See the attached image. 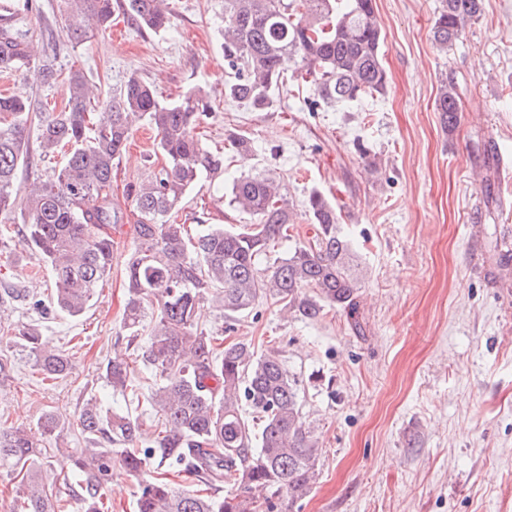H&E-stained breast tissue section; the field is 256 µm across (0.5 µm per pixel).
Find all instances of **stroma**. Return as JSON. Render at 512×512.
Wrapping results in <instances>:
<instances>
[{"instance_id":"stroma-1","label":"stroma","mask_w":512,"mask_h":512,"mask_svg":"<svg viewBox=\"0 0 512 512\" xmlns=\"http://www.w3.org/2000/svg\"><path fill=\"white\" fill-rule=\"evenodd\" d=\"M60 0H14L12 22L62 78L0 72V95L31 97L41 112L64 109L66 72L81 71L110 96L130 74L164 101L192 89L208 115L193 129L224 153L223 178L201 182L177 220L244 224L229 204L231 179L265 173L283 185L297 219L279 252L313 235L303 213L320 190L341 207L339 228L363 269L358 313L325 307L313 320L284 316L273 299L228 320L205 302L202 328L274 353L299 384L303 419L319 441L316 482L290 512H512V183L499 155L512 156V0H484L463 38L440 51L431 23L440 0H376L386 94L340 110L313 105L308 87L285 79L276 105L253 112L224 97V0H170L164 31L138 28L112 0V25L81 42L63 30ZM455 83L461 118L441 124L435 101ZM250 138L245 155L229 133ZM157 133L141 125L113 169L112 273L83 316L42 315L23 302L0 314V355L12 365L0 384V413L36 428L54 409L74 417L89 398L124 407L104 378L109 357L140 355L122 329L126 258L134 247L129 186L161 165ZM376 165L368 176V165ZM54 286L15 221L0 219V289L47 299ZM361 330H353L352 321ZM37 326L74 365L43 381L10 329Z\"/></svg>"}]
</instances>
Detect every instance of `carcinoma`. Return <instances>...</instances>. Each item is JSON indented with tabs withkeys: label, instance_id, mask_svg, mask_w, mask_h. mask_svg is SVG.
Masks as SVG:
<instances>
[{
	"label": "carcinoma",
	"instance_id": "1",
	"mask_svg": "<svg viewBox=\"0 0 512 512\" xmlns=\"http://www.w3.org/2000/svg\"><path fill=\"white\" fill-rule=\"evenodd\" d=\"M61 3L67 35L78 42L112 19V0ZM482 9L483 0H441L431 27L435 45L448 51ZM125 10L142 28L157 32L171 25L167 0H126ZM223 34L230 70L224 98L254 112L273 107V91L287 73L327 106L345 107L387 90L373 0H224ZM22 67L44 83L58 77L53 66L34 61L22 32L3 26L0 69ZM68 81L67 105L57 113L35 112L29 99L0 96V215H20L19 232L52 270L53 308L82 315L112 270V225L118 222L112 208L114 163L136 123L156 129L164 164L128 192L136 224L123 329L135 338L151 319L142 363L161 380L151 400L162 422L146 446L139 417L122 409L104 411L91 399L75 420L47 410L38 426L48 436L76 426L84 447L65 454L59 465L73 478L83 512H104L103 489L112 481L116 457L126 474L141 479L137 512H282L285 500L310 492L318 459L298 384L273 353L259 355L243 341L219 347L217 337L198 327L199 312L211 295L227 318L250 312L267 297L304 319L317 318L326 305L353 308L362 269L337 230L336 204L311 191L305 215L315 234L263 269L261 259L288 239L294 223L274 178H233L229 205L251 219L239 228L209 224L193 235L173 218L190 190L224 174V154L191 134L190 124L205 116L201 90L166 103L132 74L102 99L80 71L70 72ZM459 110L454 85L444 83L437 111L450 131ZM34 122L40 154L65 148L69 153L61 166L20 193L17 173L29 163ZM12 331L44 378L72 375L70 358L47 349L36 328ZM105 379L124 397L139 395L141 386L125 360H108ZM47 465L52 460L26 428L0 419V472L16 480L10 512H64L54 487L42 480ZM170 470L201 478L211 492L178 487ZM224 485L234 491L219 494Z\"/></svg>",
	"mask_w": 512,
	"mask_h": 512
}]
</instances>
